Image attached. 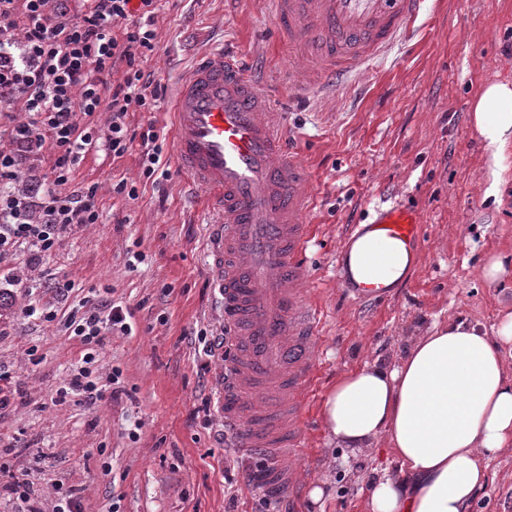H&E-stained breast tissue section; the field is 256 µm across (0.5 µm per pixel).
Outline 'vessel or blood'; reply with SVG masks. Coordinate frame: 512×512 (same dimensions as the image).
I'll list each match as a JSON object with an SVG mask.
<instances>
[{"label":"vessel or blood","mask_w":512,"mask_h":512,"mask_svg":"<svg viewBox=\"0 0 512 512\" xmlns=\"http://www.w3.org/2000/svg\"><path fill=\"white\" fill-rule=\"evenodd\" d=\"M277 36L291 55L312 61L305 87L316 92L360 78L406 39L422 0H267ZM178 167L217 212L206 256L218 377L213 408L243 453L265 459L261 483L279 495L296 487L286 464L302 447L299 396L314 372L321 322L302 298L311 235L303 217L310 175L288 147L262 86L239 58L204 51L171 101ZM375 230L414 248L418 213L393 206Z\"/></svg>","instance_id":"obj_1"}]
</instances>
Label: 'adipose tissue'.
I'll use <instances>...</instances> for the list:
<instances>
[{
    "label": "adipose tissue",
    "instance_id": "1",
    "mask_svg": "<svg viewBox=\"0 0 512 512\" xmlns=\"http://www.w3.org/2000/svg\"><path fill=\"white\" fill-rule=\"evenodd\" d=\"M471 120L499 187L512 145V85H486ZM413 263L412 253L371 230L353 236L345 252L359 286L396 287ZM509 346L512 313L491 335L464 318L437 322L395 366L366 364L337 379L322 408L330 437L356 453L387 440L397 461L369 482L368 512H469L488 463L512 447Z\"/></svg>",
    "mask_w": 512,
    "mask_h": 512
}]
</instances>
